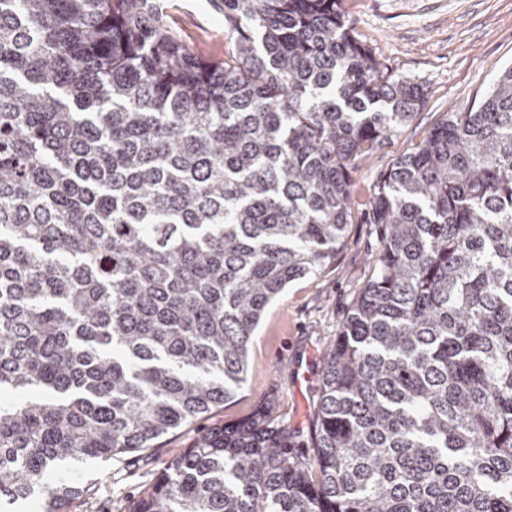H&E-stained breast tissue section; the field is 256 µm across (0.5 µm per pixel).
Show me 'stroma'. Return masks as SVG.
<instances>
[{
  "mask_svg": "<svg viewBox=\"0 0 512 512\" xmlns=\"http://www.w3.org/2000/svg\"><path fill=\"white\" fill-rule=\"evenodd\" d=\"M163 20L197 58L223 62L222 0H160ZM354 34L395 76L425 92L415 118L350 169L352 198L364 205L381 173L410 152L450 112L468 111L512 66V0H342ZM374 225L355 218L335 259L293 282L268 309L254 338L246 382L224 406L177 429L154 447L108 462L67 467L83 487L68 512H128L171 461L211 427L244 421L271 408L294 434L297 453L312 455L311 395L321 359L358 292L372 274Z\"/></svg>",
  "mask_w": 512,
  "mask_h": 512,
  "instance_id": "35a3bbf8",
  "label": "stroma"
}]
</instances>
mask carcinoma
Wrapping results in <instances>:
<instances>
[{
	"mask_svg": "<svg viewBox=\"0 0 512 512\" xmlns=\"http://www.w3.org/2000/svg\"><path fill=\"white\" fill-rule=\"evenodd\" d=\"M206 64L159 0H0V500L67 512L232 399L288 285L353 223L348 167L423 89L339 0H224ZM378 245L321 360L314 454L215 427L128 512H512V67L381 174Z\"/></svg>",
	"mask_w": 512,
	"mask_h": 512,
	"instance_id": "cac0c4a2",
	"label": "carcinoma"
}]
</instances>
